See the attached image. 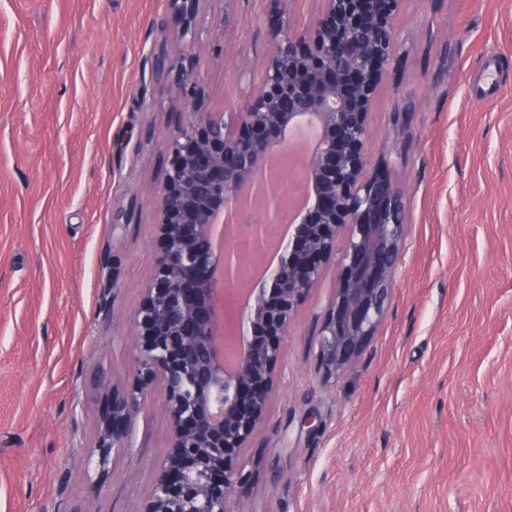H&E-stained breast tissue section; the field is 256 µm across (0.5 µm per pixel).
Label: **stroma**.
Wrapping results in <instances>:
<instances>
[{"label":"stroma","instance_id":"stroma-1","mask_svg":"<svg viewBox=\"0 0 512 512\" xmlns=\"http://www.w3.org/2000/svg\"><path fill=\"white\" fill-rule=\"evenodd\" d=\"M270 8L202 0L191 42L169 0H0V512H142L169 443L163 396L102 476L95 382L138 367L130 318L190 120L178 70L205 111H234L262 78ZM395 29L367 145L406 192L390 304L329 380L338 260L295 308L240 459L249 512H512V0H403Z\"/></svg>","mask_w":512,"mask_h":512}]
</instances>
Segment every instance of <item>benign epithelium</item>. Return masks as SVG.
<instances>
[{
  "label": "benign epithelium",
  "instance_id": "benign-epithelium-1",
  "mask_svg": "<svg viewBox=\"0 0 512 512\" xmlns=\"http://www.w3.org/2000/svg\"><path fill=\"white\" fill-rule=\"evenodd\" d=\"M200 2L171 0L185 35ZM323 2L312 28L275 41L262 83L237 111H201L188 71L175 82L193 120L171 137L159 189L161 255L132 318L139 368L127 387L101 382L106 395L94 444L104 470L126 447L134 413L161 387L171 440L143 512H246L240 502L230 507L235 489L251 477L240 456L272 399L291 313L336 252L338 286L318 351L325 377L355 363L390 299L405 237L404 192L387 170L367 173L366 145L402 0ZM304 118L319 134L310 153L311 202L257 289L247 272L276 231L281 163L289 132ZM258 171L268 180L256 187ZM246 187L267 221L231 225L221 257L216 218L231 211ZM219 282L234 284L224 289L221 321ZM244 285L254 301L241 316L237 296Z\"/></svg>",
  "mask_w": 512,
  "mask_h": 512
}]
</instances>
